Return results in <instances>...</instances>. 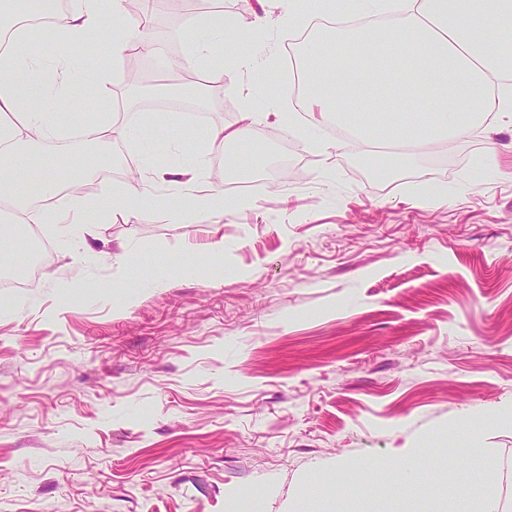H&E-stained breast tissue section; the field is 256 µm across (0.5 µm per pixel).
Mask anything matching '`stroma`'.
<instances>
[{
  "mask_svg": "<svg viewBox=\"0 0 512 512\" xmlns=\"http://www.w3.org/2000/svg\"><path fill=\"white\" fill-rule=\"evenodd\" d=\"M144 22L194 65L178 13L125 19ZM294 40L283 25L251 33L256 71L224 72L248 95L217 89L202 125L151 59L143 96L83 83L51 104L64 134L37 174L100 162L71 146L101 113L146 130L110 147L116 186L129 167L176 165L174 147L202 146L253 100L277 99L307 130L253 125L261 185L228 181L236 147L210 155L198 180L249 201L223 223L162 186L151 209L84 225L81 251L43 225L55 265L0 289V512H292L309 487V512H436L471 500L466 469L446 465L464 439L512 463V423L488 421L512 407V123L373 166L297 111ZM433 186L447 203L428 200ZM175 209L190 223H171ZM382 459L420 484L380 476L364 502L338 483Z\"/></svg>",
  "mask_w": 512,
  "mask_h": 512,
  "instance_id": "1",
  "label": "stroma"
}]
</instances>
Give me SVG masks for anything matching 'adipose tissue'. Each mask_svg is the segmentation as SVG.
Wrapping results in <instances>:
<instances>
[{
	"mask_svg": "<svg viewBox=\"0 0 512 512\" xmlns=\"http://www.w3.org/2000/svg\"><path fill=\"white\" fill-rule=\"evenodd\" d=\"M126 0H70L54 12L57 53L31 56L29 32L15 26L10 43L0 49V210L9 219L0 223V245H11L21 224H82L89 212L120 210L138 214L155 193L142 179L128 181L120 195L103 192L96 200L61 193L52 173L28 177L35 150L57 135L42 102L46 94L69 92L81 81L72 54L90 38H104L114 65L96 70L102 86L120 83L119 62L138 48L163 56L147 31L116 27ZM512 0H310L290 13L289 24L306 32L301 45L306 64L308 114L334 119L348 129L358 147L386 144L419 149L470 135L485 122L473 108V90L496 85L495 116L512 120V85L500 82L512 72ZM344 50L350 79L336 78L323 68L325 57ZM332 84L325 97L318 85ZM392 89L401 99L394 120L373 121L381 90ZM259 110L243 113L236 124L209 127L205 147L191 151L190 164L175 170L170 184L193 198L199 207L224 218V195L200 185L194 173L208 154L226 145L248 144Z\"/></svg>",
	"mask_w": 512,
	"mask_h": 512,
	"instance_id": "1",
	"label": "adipose tissue"
}]
</instances>
